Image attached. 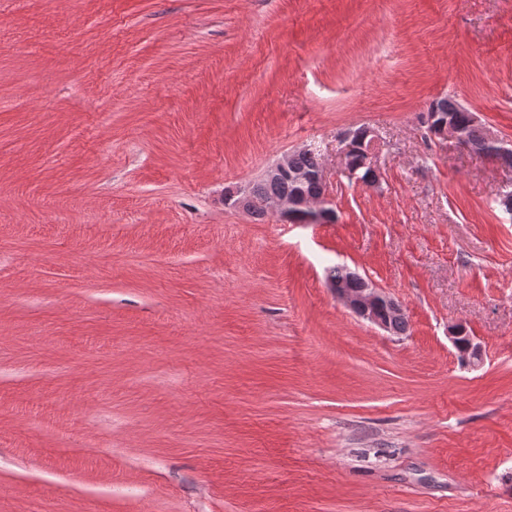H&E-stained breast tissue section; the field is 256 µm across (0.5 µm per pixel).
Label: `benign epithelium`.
<instances>
[{
    "label": "benign epithelium",
    "instance_id": "benign-epithelium-1",
    "mask_svg": "<svg viewBox=\"0 0 512 512\" xmlns=\"http://www.w3.org/2000/svg\"><path fill=\"white\" fill-rule=\"evenodd\" d=\"M431 136L436 140H450L460 148L465 147V136L462 131L446 118L432 126ZM355 145L358 146L374 170V177L370 178L365 186L373 189L381 187V174L377 167V156L381 149L378 136L372 129L365 127L363 132L353 131L341 139L338 150L339 160L351 178L357 177V173L348 165L347 154ZM309 150L310 147L304 146L284 155L265 170L262 180L271 182L287 176L296 184H303L310 180L317 181L323 186L321 196L311 199L301 192L295 191L274 198L270 202L269 209L276 212L280 220L287 224H334L337 220L336 210L330 198L324 167L320 166L312 172L296 171L292 168L294 155ZM224 203L248 213L251 207L250 192L245 188H239L226 194ZM361 283V287L351 289L341 288L331 282L329 288L336 298L358 318L387 333L391 332V321L403 316L404 309L384 291L374 286L371 281L363 278ZM463 337L468 341L470 348L475 350V355L470 357L466 355L464 360L474 365L481 361L480 347L474 342L473 337L465 336V331L461 327L456 326L452 329L453 345H459V340Z\"/></svg>",
    "mask_w": 512,
    "mask_h": 512
}]
</instances>
